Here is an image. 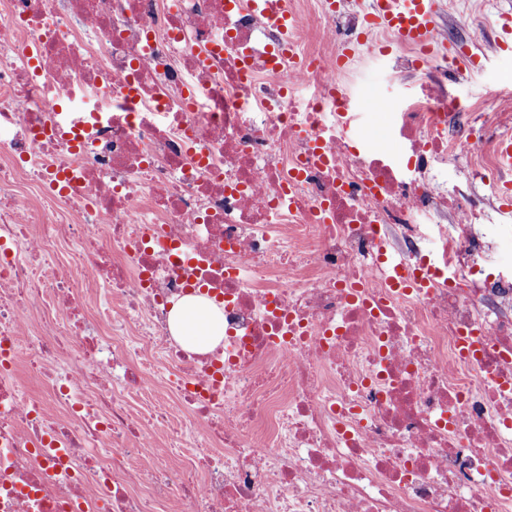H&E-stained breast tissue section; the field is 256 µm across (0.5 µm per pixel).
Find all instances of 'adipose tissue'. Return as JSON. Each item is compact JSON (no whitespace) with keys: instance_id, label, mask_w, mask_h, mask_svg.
<instances>
[{"instance_id":"ef3b65f1","label":"adipose tissue","mask_w":512,"mask_h":512,"mask_svg":"<svg viewBox=\"0 0 512 512\" xmlns=\"http://www.w3.org/2000/svg\"><path fill=\"white\" fill-rule=\"evenodd\" d=\"M169 327L172 335L182 343L206 350L223 338L224 316L209 300L187 296L172 308Z\"/></svg>"}]
</instances>
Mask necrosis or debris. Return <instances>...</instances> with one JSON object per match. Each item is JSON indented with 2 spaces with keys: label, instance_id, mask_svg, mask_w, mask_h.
<instances>
[{
  "label": "necrosis or debris",
  "instance_id": "obj_1",
  "mask_svg": "<svg viewBox=\"0 0 512 512\" xmlns=\"http://www.w3.org/2000/svg\"><path fill=\"white\" fill-rule=\"evenodd\" d=\"M291 2L0 0V512H512V272L478 278L491 212L438 189L462 156L502 181L512 114L371 0ZM343 16L420 73L412 162L353 145ZM192 294L205 352L168 328ZM143 415L177 466L140 467ZM169 327L182 343L206 350L223 338L224 316L209 300L186 296L171 309Z\"/></svg>",
  "mask_w": 512,
  "mask_h": 512
}]
</instances>
